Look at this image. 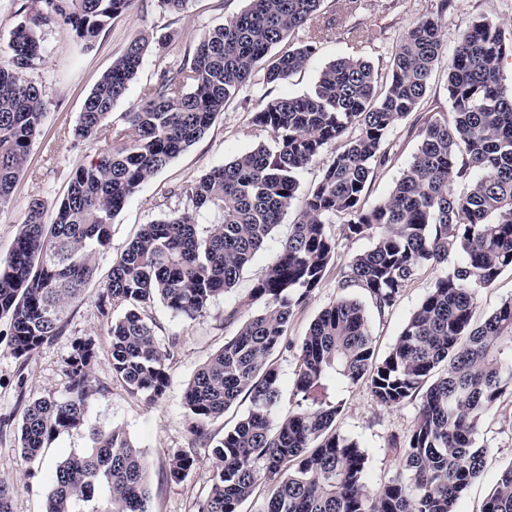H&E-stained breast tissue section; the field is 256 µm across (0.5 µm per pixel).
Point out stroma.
<instances>
[{
    "label": "stroma",
    "mask_w": 512,
    "mask_h": 512,
    "mask_svg": "<svg viewBox=\"0 0 512 512\" xmlns=\"http://www.w3.org/2000/svg\"><path fill=\"white\" fill-rule=\"evenodd\" d=\"M441 4L442 0H325L314 28H299L290 35L292 43L303 45L309 42L313 29L323 30L307 67L279 85L267 83L263 72H255L239 86L205 135L144 182L114 216L110 245L97 257L96 278L84 297L72 304L69 320L59 336L29 356L17 359L8 347L9 324L0 320V478L9 479L14 485L13 512H42L52 466L90 444L83 428L59 434L47 444L42 456L34 459L24 457L19 443V423L25 406L48 393L59 398L66 396V361L71 344L77 339L92 340L97 351L92 370L96 393L89 407V420L100 428L121 430L143 452L150 467V512H197L213 476L211 449L190 430L183 406L184 392L198 367L223 348L225 341L237 333L240 322L262 310V302L249 301L250 291L275 261L280 243L287 239L301 212V198L318 182L323 164L317 161L299 171L298 199L230 292L214 299L193 320L173 315L159 303L148 308L147 315L155 323L160 340H176L166 361V393L154 402L130 392L112 374L110 319L100 313L96 300L112 261L126 248L140 225L187 208L186 191L201 175L258 144L271 143V132L252 121L263 99L310 93L321 69L339 56L363 58L379 73H388L396 47L410 24L430 17L441 27L444 53L417 119H406L386 139L389 161L373 177L365 193L366 207L383 202L420 145V123L448 114L451 109L446 71L460 33L481 15L512 26V0H455L450 10L442 9ZM246 5V0H188L184 11L172 14L159 0H137L130 11L108 22L90 50L81 49L67 25L52 23L42 28L43 52L27 77L41 88L46 115L31 147L26 170L10 202L0 208V255L12 249L29 202L38 199L46 210H54L66 191L73 168L106 149L103 141L75 140L72 131L85 98L127 43L146 35L152 49L125 97L112 109L109 123L118 128L124 127L125 112L140 103L144 89L156 81L162 70L179 63L186 50L205 33L244 10ZM326 231L337 242L336 253L319 286L306 304L295 310L288 324L287 336L294 344L293 349L284 348L274 355L281 393L280 409L271 415L275 421L295 401V347L321 310L346 295L360 300L373 332L375 357L381 360L389 354L406 321L439 274L434 266L423 267L392 310L377 313L365 290L339 286L340 269L366 250L370 239L345 238L337 220L327 225ZM232 311L236 312L237 320L230 323L226 317ZM331 398L343 405L336 419L337 431L357 441L368 454L369 486L376 490L405 475L404 452L391 447L390 442L405 439L412 431L418 416L417 401L396 407L382 405L362 382L332 389ZM475 445L484 451V468L459 500L457 512H481L500 471L512 463L511 394L502 396L484 418L475 435ZM180 449L192 451L198 464L182 480L174 481L168 475V461Z\"/></svg>",
    "instance_id": "35a3bbf8"
}]
</instances>
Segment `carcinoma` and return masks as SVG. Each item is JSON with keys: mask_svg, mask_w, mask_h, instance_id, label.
<instances>
[{"mask_svg": "<svg viewBox=\"0 0 512 512\" xmlns=\"http://www.w3.org/2000/svg\"><path fill=\"white\" fill-rule=\"evenodd\" d=\"M135 0H41L20 23L0 61V206L20 178L46 103L26 70L41 57L38 29L61 22L92 48L108 19ZM324 0H249L247 9L209 31L182 63L163 70L125 113L127 127L107 129L150 47L132 39L85 99L74 128L79 140L111 137V146L79 163L52 214L30 202L10 253L0 257V319L10 324L9 348L27 356L62 332L69 306L96 273L111 239L112 219L153 174L198 141L224 111L236 87L257 70L283 83L306 67L312 43L285 44L317 18ZM281 46L271 53L275 46ZM444 44L437 21L421 18L401 38L391 72L340 57L302 96L268 100L253 123L273 134L195 182L182 213L144 224L112 263L97 297L101 313L124 309L109 336L112 374L133 393L160 399L168 387V349L145 311L161 302L193 319L229 292L296 199L297 174L326 151L332 157L306 194L299 218L275 263L250 292L264 304L195 372L183 405L192 433L212 445L214 475L199 512H239L262 481L274 483L263 512H456L481 474L484 449L474 436L496 402L512 391V300L477 322L479 290L512 269V83L502 79L512 57V32L486 16L459 36L448 62L449 116L426 124L421 144L388 197L364 207L365 191L388 162L389 133L417 111L430 88ZM470 182L458 195L454 186ZM343 221L347 239L368 236L369 249L341 271L340 287L362 288L380 314L426 265L443 266L390 353L374 359L363 306L342 297L311 323L298 355L294 405L280 418V376L273 353L288 322L321 282L336 251L325 225ZM457 254L459 259L449 260ZM94 343L76 340L66 362L68 395L29 403L20 448L30 458L62 432L88 426L95 388ZM367 383L385 406L420 398L418 418L403 442L407 480L376 492L367 486L368 457L336 432L340 403L329 391ZM248 414L217 441L207 426L240 397ZM197 459L178 450L169 476L178 481ZM14 486L0 479V512H13ZM149 465L116 429L91 428V446L52 466L45 512H148ZM482 512H512V463Z\"/></svg>", "mask_w": 512, "mask_h": 512, "instance_id": "cac0c4a2", "label": "carcinoma"}]
</instances>
